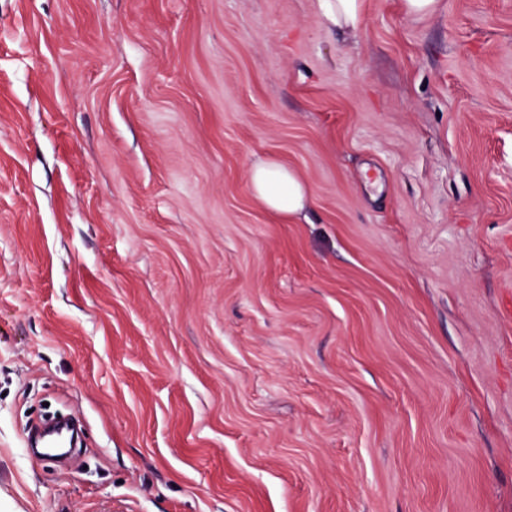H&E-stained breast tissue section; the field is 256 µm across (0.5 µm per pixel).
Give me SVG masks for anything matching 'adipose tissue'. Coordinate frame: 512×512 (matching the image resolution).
I'll list each match as a JSON object with an SVG mask.
<instances>
[{"instance_id":"1","label":"adipose tissue","mask_w":512,"mask_h":512,"mask_svg":"<svg viewBox=\"0 0 512 512\" xmlns=\"http://www.w3.org/2000/svg\"><path fill=\"white\" fill-rule=\"evenodd\" d=\"M249 180L255 198L273 213L289 217L304 209L308 188L282 163L268 159L255 164Z\"/></svg>"}]
</instances>
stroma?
<instances>
[{"label": "stroma", "instance_id": "obj_1", "mask_svg": "<svg viewBox=\"0 0 512 512\" xmlns=\"http://www.w3.org/2000/svg\"><path fill=\"white\" fill-rule=\"evenodd\" d=\"M511 298L512 0H0V512H512ZM326 19L337 28L359 31L365 18L364 0H321ZM249 180L255 198L273 213L289 217L304 209L308 197L306 184L277 160L255 164Z\"/></svg>", "mask_w": 512, "mask_h": 512}]
</instances>
